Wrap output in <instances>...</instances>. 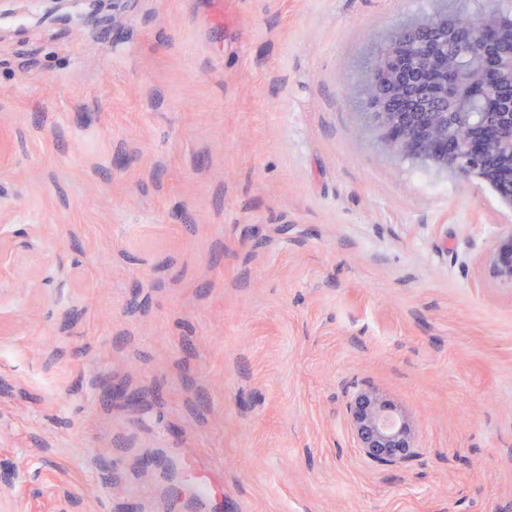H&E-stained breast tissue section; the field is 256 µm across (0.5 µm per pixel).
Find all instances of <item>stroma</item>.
<instances>
[{"label":"stroma","mask_w":512,"mask_h":512,"mask_svg":"<svg viewBox=\"0 0 512 512\" xmlns=\"http://www.w3.org/2000/svg\"><path fill=\"white\" fill-rule=\"evenodd\" d=\"M462 2L0 0V512H512V207L362 94ZM487 264L495 281L512 285V227L497 236ZM358 448L382 466H397L415 448L416 434L408 418L376 391H360L349 405Z\"/></svg>","instance_id":"obj_1"}]
</instances>
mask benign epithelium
<instances>
[{
  "instance_id": "benign-epithelium-1",
  "label": "benign epithelium",
  "mask_w": 512,
  "mask_h": 512,
  "mask_svg": "<svg viewBox=\"0 0 512 512\" xmlns=\"http://www.w3.org/2000/svg\"><path fill=\"white\" fill-rule=\"evenodd\" d=\"M464 45L473 48V67L485 82L512 90V22L506 30L491 25L464 29L443 11L412 22L384 46L379 61L369 64L363 95L391 153L493 187L501 182L500 174L485 166L484 156L495 153L512 162V125L497 132L488 123L472 121L474 113L459 106L470 78L438 62ZM460 125L476 129L466 151L437 148L448 129ZM487 264L495 281L512 285V228L497 236ZM349 414L358 447L367 457L389 467L406 461L416 434L394 405L366 389L354 397Z\"/></svg>"
}]
</instances>
